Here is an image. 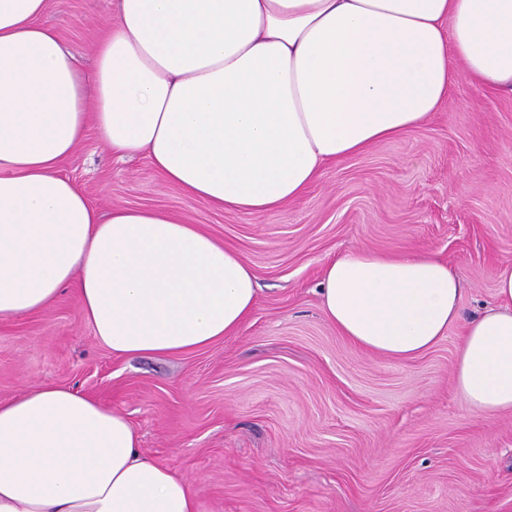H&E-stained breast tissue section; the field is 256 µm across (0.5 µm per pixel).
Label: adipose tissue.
Listing matches in <instances>:
<instances>
[{"instance_id":"1","label":"adipose tissue","mask_w":512,"mask_h":512,"mask_svg":"<svg viewBox=\"0 0 512 512\" xmlns=\"http://www.w3.org/2000/svg\"><path fill=\"white\" fill-rule=\"evenodd\" d=\"M47 0H0V322L75 287L119 356L182 354L234 335L256 275L199 225L154 208L101 215L60 166L88 131L212 207L260 215L323 167L424 123L455 68L512 89V0H116L82 71L42 23ZM322 309L361 350L405 362L460 318L462 283L433 257L355 250L323 271ZM467 322L454 388L512 410V265ZM0 512H201L129 419L40 384L0 401Z\"/></svg>"}]
</instances>
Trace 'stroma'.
I'll use <instances>...</instances> for the list:
<instances>
[{
    "label": "stroma",
    "instance_id": "obj_1",
    "mask_svg": "<svg viewBox=\"0 0 512 512\" xmlns=\"http://www.w3.org/2000/svg\"><path fill=\"white\" fill-rule=\"evenodd\" d=\"M43 20L88 69L114 0H48ZM62 170L101 213L146 206L202 225L252 266L259 301L205 349L121 357L66 289L0 323L1 401L52 383L120 410L203 512H512V412L477 415L457 397L461 326L400 363L341 336L320 293L326 263L363 249L448 262L463 321L496 304L512 263V92L456 75L441 110L326 165L280 212L214 210L93 132Z\"/></svg>",
    "mask_w": 512,
    "mask_h": 512
}]
</instances>
